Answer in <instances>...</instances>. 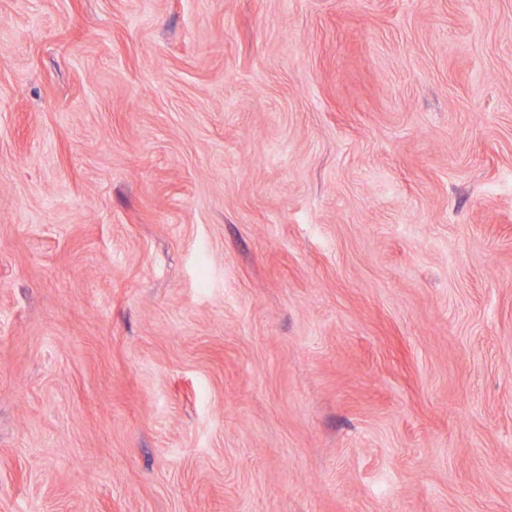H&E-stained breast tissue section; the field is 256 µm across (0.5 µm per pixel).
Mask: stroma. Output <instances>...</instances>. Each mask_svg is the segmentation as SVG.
<instances>
[{
    "instance_id": "35a3bbf8",
    "label": "stroma",
    "mask_w": 512,
    "mask_h": 512,
    "mask_svg": "<svg viewBox=\"0 0 512 512\" xmlns=\"http://www.w3.org/2000/svg\"><path fill=\"white\" fill-rule=\"evenodd\" d=\"M0 512H512V0H0Z\"/></svg>"
}]
</instances>
